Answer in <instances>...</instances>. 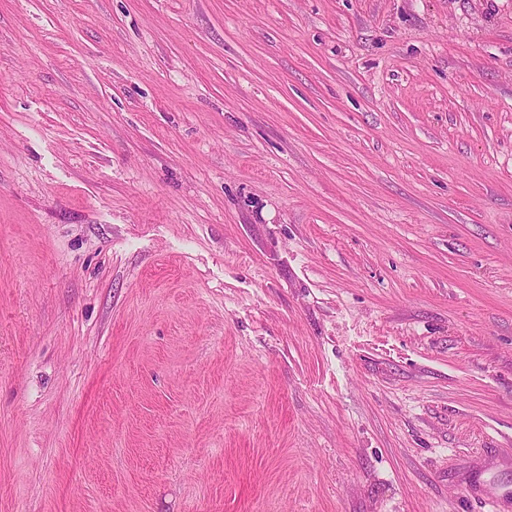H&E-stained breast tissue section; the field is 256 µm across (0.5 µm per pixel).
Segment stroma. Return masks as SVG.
Masks as SVG:
<instances>
[{"label": "stroma", "mask_w": 512, "mask_h": 512, "mask_svg": "<svg viewBox=\"0 0 512 512\" xmlns=\"http://www.w3.org/2000/svg\"><path fill=\"white\" fill-rule=\"evenodd\" d=\"M512 0H0V512H491Z\"/></svg>", "instance_id": "1"}]
</instances>
